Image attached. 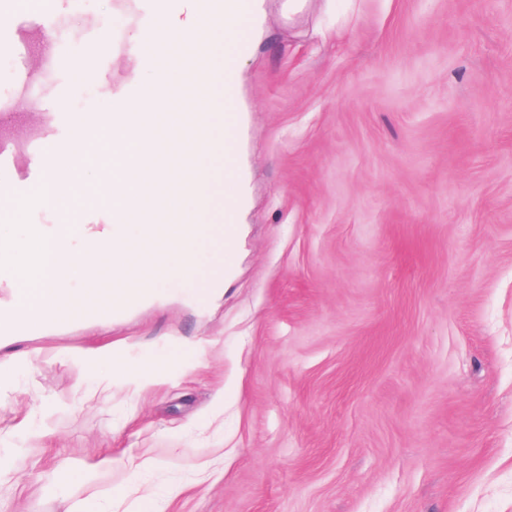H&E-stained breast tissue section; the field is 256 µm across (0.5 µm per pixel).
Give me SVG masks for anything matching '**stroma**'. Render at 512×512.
<instances>
[{
	"mask_svg": "<svg viewBox=\"0 0 512 512\" xmlns=\"http://www.w3.org/2000/svg\"><path fill=\"white\" fill-rule=\"evenodd\" d=\"M240 50L224 294L162 299L19 341L0 376V512H512V0H260ZM152 0H0V110L121 105L149 78ZM95 55L82 78L47 59ZM33 70L20 80L22 62ZM79 206L112 210V137ZM176 341L203 363L145 388L77 360ZM223 404H216V393ZM112 465L99 467L102 457ZM126 344L127 342L123 340L88 349L80 353V358L87 363L107 364L112 366L114 363L123 361V348Z\"/></svg>",
	"mask_w": 512,
	"mask_h": 512,
	"instance_id": "1",
	"label": "stroma"
}]
</instances>
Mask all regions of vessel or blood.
I'll list each match as a JSON object with an SVG mask.
<instances>
[{
    "mask_svg": "<svg viewBox=\"0 0 512 512\" xmlns=\"http://www.w3.org/2000/svg\"><path fill=\"white\" fill-rule=\"evenodd\" d=\"M108 118L104 112L50 113L46 123L66 128L81 125L89 137H97ZM18 116L13 112H0V202L10 196L21 194L27 182L42 178L45 170L57 165L61 155L57 146L44 133L33 134L24 143H17L10 136L11 128ZM220 186L215 170L201 166L185 169L179 181L181 191L190 192L200 198L212 197Z\"/></svg>",
    "mask_w": 512,
    "mask_h": 512,
    "instance_id": "obj_1",
    "label": "vessel or blood"
}]
</instances>
